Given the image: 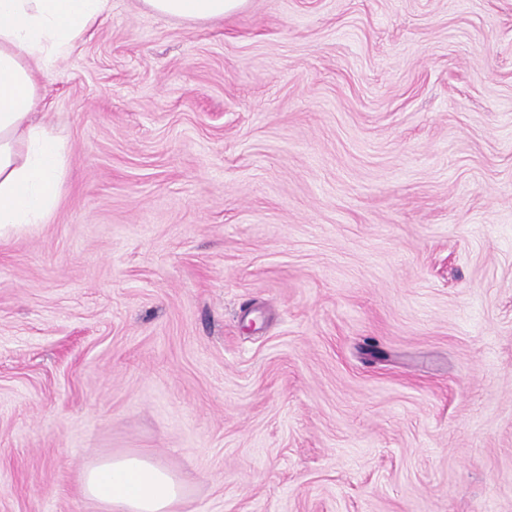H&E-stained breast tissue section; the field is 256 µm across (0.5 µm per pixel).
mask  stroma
Wrapping results in <instances>:
<instances>
[{
  "mask_svg": "<svg viewBox=\"0 0 512 512\" xmlns=\"http://www.w3.org/2000/svg\"><path fill=\"white\" fill-rule=\"evenodd\" d=\"M57 207L0 233V512H512V0H143L42 79ZM153 13L193 23L224 19L240 10L246 0H143ZM77 478L82 495L97 512H174L188 484L185 478L139 453L84 464Z\"/></svg>",
  "mask_w": 512,
  "mask_h": 512,
  "instance_id": "1",
  "label": "stroma"
}]
</instances>
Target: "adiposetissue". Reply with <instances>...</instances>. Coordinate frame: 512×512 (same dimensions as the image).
I'll use <instances>...</instances> for the list:
<instances>
[{"instance_id": "ef3b65f1", "label": "adipose tissue", "mask_w": 512, "mask_h": 512, "mask_svg": "<svg viewBox=\"0 0 512 512\" xmlns=\"http://www.w3.org/2000/svg\"><path fill=\"white\" fill-rule=\"evenodd\" d=\"M246 0H144L153 13L193 23L223 19ZM112 11V0H0V227L42 224L66 171L62 140L36 108L39 76ZM98 512H173L187 481L139 453L108 456L77 472Z\"/></svg>"}]
</instances>
